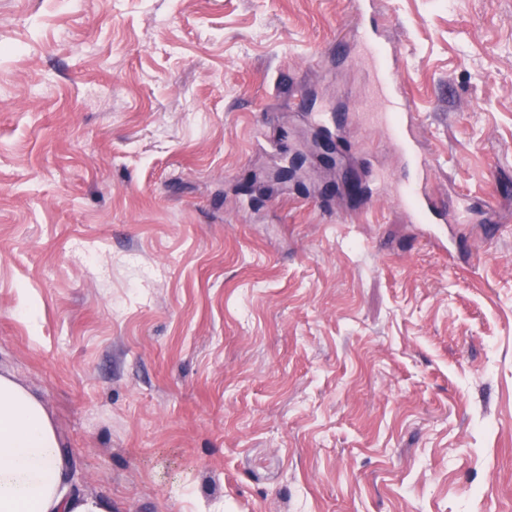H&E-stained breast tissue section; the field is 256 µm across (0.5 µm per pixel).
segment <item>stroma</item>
Returning a JSON list of instances; mask_svg holds the SVG:
<instances>
[{
  "label": "stroma",
  "mask_w": 512,
  "mask_h": 512,
  "mask_svg": "<svg viewBox=\"0 0 512 512\" xmlns=\"http://www.w3.org/2000/svg\"><path fill=\"white\" fill-rule=\"evenodd\" d=\"M384 19L449 257L349 0H0V374L110 512H512V0ZM386 3L388 1H349L354 18L352 28L348 30L349 41L358 46V52L350 57L349 64H370L377 87L376 95L389 112L386 114L387 139L407 170L391 187L409 223L456 224L458 213L467 206V198L457 195L447 204L428 191L434 168L427 155L419 149V116L412 112L402 88L400 70L405 62V53L398 44L386 41L379 31L377 17L383 14V4Z\"/></svg>",
  "instance_id": "obj_1"
}]
</instances>
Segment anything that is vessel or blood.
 <instances>
[{
  "mask_svg": "<svg viewBox=\"0 0 512 512\" xmlns=\"http://www.w3.org/2000/svg\"><path fill=\"white\" fill-rule=\"evenodd\" d=\"M381 0H351L354 18L349 39L358 48L349 59L350 65L369 63L377 87V96L387 111V139L402 158L406 173L393 186L397 203L412 224H453L466 208L467 199L459 195L443 202L428 191L433 166L419 149L420 120L413 112L402 88L401 69L405 62L402 48L386 41L380 31L378 18L382 13Z\"/></svg>",
  "mask_w": 512,
  "mask_h": 512,
  "instance_id": "1",
  "label": "vessel or blood"
}]
</instances>
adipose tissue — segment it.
I'll use <instances>...</instances> for the list:
<instances>
[{
    "instance_id": "ef3b65f1",
    "label": "adipose tissue",
    "mask_w": 512,
    "mask_h": 512,
    "mask_svg": "<svg viewBox=\"0 0 512 512\" xmlns=\"http://www.w3.org/2000/svg\"><path fill=\"white\" fill-rule=\"evenodd\" d=\"M0 512H107L72 485L71 467L41 403L0 375Z\"/></svg>"
}]
</instances>
